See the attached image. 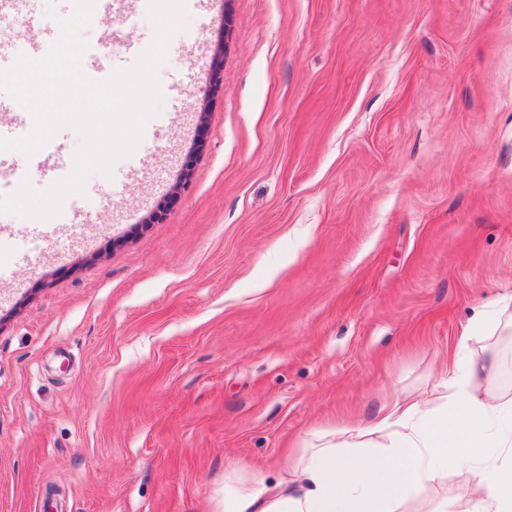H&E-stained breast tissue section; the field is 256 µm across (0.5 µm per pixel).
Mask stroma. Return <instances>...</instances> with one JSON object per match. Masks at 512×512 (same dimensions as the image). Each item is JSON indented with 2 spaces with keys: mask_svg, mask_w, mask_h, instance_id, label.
I'll return each mask as SVG.
<instances>
[{
  "mask_svg": "<svg viewBox=\"0 0 512 512\" xmlns=\"http://www.w3.org/2000/svg\"><path fill=\"white\" fill-rule=\"evenodd\" d=\"M187 9L83 223L0 214V512H224L390 393L444 405L470 318L512 315V0ZM146 11L91 53L144 51ZM23 12L1 49L70 5ZM469 348L512 398V344Z\"/></svg>",
  "mask_w": 512,
  "mask_h": 512,
  "instance_id": "1",
  "label": "stroma"
}]
</instances>
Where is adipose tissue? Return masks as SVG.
<instances>
[{
  "instance_id": "ef3b65f1",
  "label": "adipose tissue",
  "mask_w": 512,
  "mask_h": 512,
  "mask_svg": "<svg viewBox=\"0 0 512 512\" xmlns=\"http://www.w3.org/2000/svg\"><path fill=\"white\" fill-rule=\"evenodd\" d=\"M496 373L494 360L459 354L440 376L450 409L382 405L368 431L388 445L353 450L338 430L292 479L236 490L224 512H432L423 492L452 471L464 481L439 512H512V402L481 390Z\"/></svg>"
}]
</instances>
